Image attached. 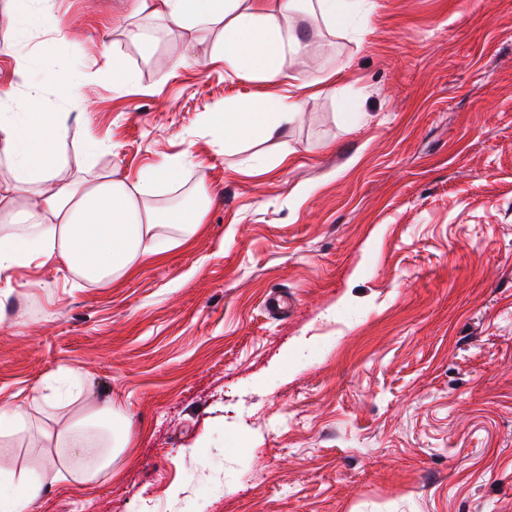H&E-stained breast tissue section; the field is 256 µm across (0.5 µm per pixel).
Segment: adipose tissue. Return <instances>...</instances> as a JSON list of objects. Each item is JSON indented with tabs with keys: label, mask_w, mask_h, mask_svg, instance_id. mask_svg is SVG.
<instances>
[{
	"label": "adipose tissue",
	"mask_w": 512,
	"mask_h": 512,
	"mask_svg": "<svg viewBox=\"0 0 512 512\" xmlns=\"http://www.w3.org/2000/svg\"><path fill=\"white\" fill-rule=\"evenodd\" d=\"M363 5L364 0H135L133 13L180 33L221 27L209 63L273 79L293 56L325 51V43L300 39L312 19L331 29L346 27ZM54 10L55 0H17L1 19L24 47L34 30L53 32ZM307 87L300 80L285 94L225 101L206 114L205 122L228 152L252 140L279 139L302 111ZM66 120L60 112L14 108L12 92L0 93V163L10 174L0 183V286L10 287L20 269L55 261L82 281L109 283L160 253L161 225L187 239L206 220L210 197L202 177L192 208L163 210L153 203L159 183L180 181L189 160L185 152L133 181L110 174L61 179ZM82 381L80 372L60 368L53 383L32 392L28 406L0 409L1 443L25 430L29 405L47 408L40 436L57 451L37 471L0 466V512H35L51 485L111 476L114 451L128 442L126 416L111 400L84 395ZM66 402L78 410L61 424L53 411Z\"/></svg>",
	"instance_id": "adipose-tissue-1"
}]
</instances>
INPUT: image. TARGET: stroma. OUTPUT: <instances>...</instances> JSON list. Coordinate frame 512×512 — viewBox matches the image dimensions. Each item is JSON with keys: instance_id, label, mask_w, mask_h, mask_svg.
Masks as SVG:
<instances>
[{"instance_id": "obj_1", "label": "stroma", "mask_w": 512, "mask_h": 512, "mask_svg": "<svg viewBox=\"0 0 512 512\" xmlns=\"http://www.w3.org/2000/svg\"><path fill=\"white\" fill-rule=\"evenodd\" d=\"M133 7L57 0V35L26 47L40 106L70 115L62 175L133 180L186 151L154 201L202 173L212 204L110 284L60 264L13 278L0 406L70 366L131 418L111 479L52 486L36 512H512V0H367L272 81L202 67L214 30L176 65L153 20L149 60L121 46V84L103 43ZM293 75L314 88L289 164L243 173L284 145L224 152L206 112ZM54 454L0 446L18 471Z\"/></svg>"}]
</instances>
